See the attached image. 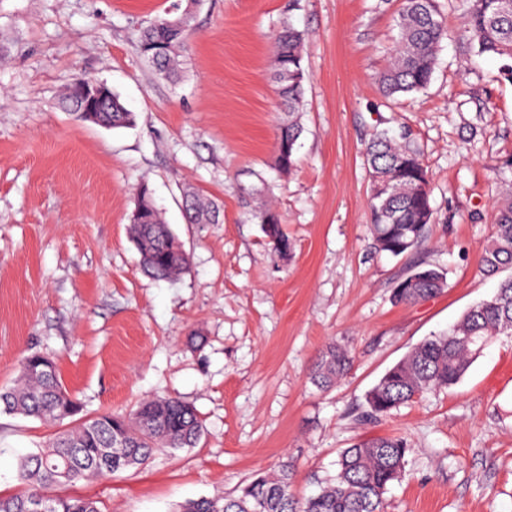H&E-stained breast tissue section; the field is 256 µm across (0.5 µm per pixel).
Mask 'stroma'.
Wrapping results in <instances>:
<instances>
[{
    "label": "stroma",
    "instance_id": "obj_1",
    "mask_svg": "<svg viewBox=\"0 0 512 512\" xmlns=\"http://www.w3.org/2000/svg\"><path fill=\"white\" fill-rule=\"evenodd\" d=\"M436 5L448 37L430 84L388 99L376 78L400 0H199L175 81L137 41L187 0H0V388L40 353L89 415L173 396L206 427L197 447L56 494L101 512H173L286 464L303 498L343 448L401 435L411 451L385 512H512V335L492 337L457 384L361 417L389 368L499 282L479 259L512 184V82L501 59L474 52L464 0ZM284 21L305 34L306 73L287 171L275 165L286 114L271 52ZM82 78L112 88L133 126L64 112L61 90ZM383 129L407 135L431 176L429 237L398 257L372 247L365 148ZM144 183L189 255L174 281L144 273L129 233ZM195 192L217 204L214 223L187 222ZM266 209L287 255L261 229ZM415 264L442 268L446 287L395 303ZM331 343L353 366L322 391L309 372ZM55 431L0 412L1 495L21 491L20 456ZM262 224L271 225L270 233H266L264 228L263 232L268 238V241L271 244L273 251L280 255L287 254L289 249L288 237L278 224V220L275 213L271 210H267L262 216Z\"/></svg>",
    "mask_w": 512,
    "mask_h": 512
}]
</instances>
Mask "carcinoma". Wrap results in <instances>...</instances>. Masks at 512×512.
Here are the masks:
<instances>
[{"label":"carcinoma","mask_w":512,"mask_h":512,"mask_svg":"<svg viewBox=\"0 0 512 512\" xmlns=\"http://www.w3.org/2000/svg\"><path fill=\"white\" fill-rule=\"evenodd\" d=\"M468 40L479 54L508 60L504 78L512 81V0H468ZM399 37L392 61L378 76L382 92L392 97L424 89L431 81L437 51L448 36L445 17L435 0H402L395 19ZM187 31H175L170 19L159 18L139 37L140 53L156 70L172 77L176 73L175 47L184 44ZM304 34L284 24L273 37L275 80L282 105L288 114L299 111L304 94L302 66ZM78 91L69 85L61 105L77 120ZM97 123L119 129L133 122L119 96L112 105L96 113ZM301 128L290 119L279 128L276 165L286 171L294 164ZM371 170V210L374 249L401 256L422 244L433 215L429 173L419 150L405 137L396 138L383 130L366 147ZM143 223L129 228L140 254V263L154 278L170 280L180 275L189 257L143 183ZM499 208L493 231L480 257L481 268L495 274L512 267V190ZM216 213L214 203L197 196L186 202L191 224H209ZM262 223L274 252L285 255L288 237L268 210ZM445 273L436 267L415 265L397 284L393 299L415 304L438 294L445 286ZM512 333V277L500 282L497 293L466 311L448 331L434 335L393 365L365 398V420L385 416L423 394L456 384L472 359L488 340ZM352 357L336 345L322 351L310 372L320 389L335 386L351 369ZM0 406L9 414L64 425L43 447L23 456L19 476L25 489L0 496V512H35L49 504L48 512H101L97 501L85 497H63L53 493L57 486H75L91 476H112L146 465L158 451L173 453L194 448L206 433L205 425L190 404L176 398H144L127 414H101L83 418L81 404L63 387L53 359L31 354L23 358L13 387L0 390ZM409 444L400 436L376 437L343 449L336 461L333 480L299 503L292 492L293 473L283 466L277 473L261 475L242 486L237 494L222 500L199 498L179 505L177 512H383V496L406 466Z\"/></svg>","instance_id":"cac0c4a2"}]
</instances>
